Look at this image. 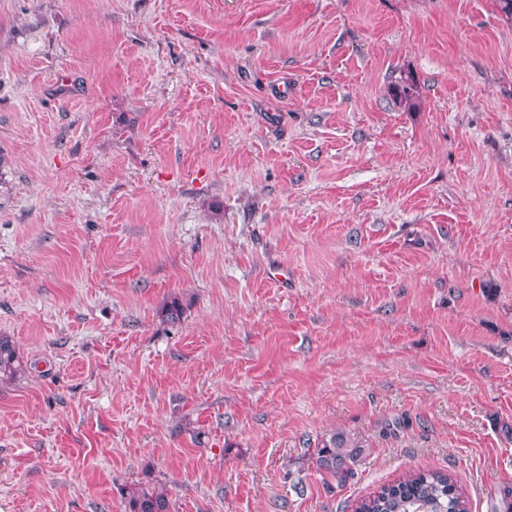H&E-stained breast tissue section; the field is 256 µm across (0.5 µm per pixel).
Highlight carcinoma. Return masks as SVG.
<instances>
[{
	"instance_id": "obj_1",
	"label": "carcinoma",
	"mask_w": 512,
	"mask_h": 512,
	"mask_svg": "<svg viewBox=\"0 0 512 512\" xmlns=\"http://www.w3.org/2000/svg\"><path fill=\"white\" fill-rule=\"evenodd\" d=\"M396 103L411 111L418 104L416 84L409 78L396 86ZM22 370V362L12 341L0 336V381L13 380ZM366 447L359 433L336 430L315 449L313 462L338 480L351 473ZM127 512H170L167 494L150 486H137L127 494ZM356 512H468V503L452 475L434 470H410L399 479L382 486L362 499Z\"/></svg>"
}]
</instances>
